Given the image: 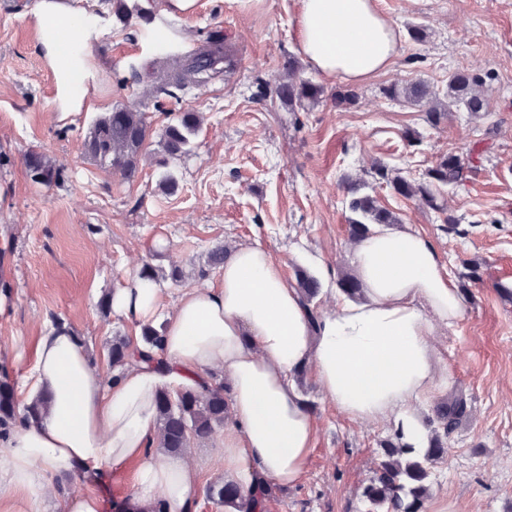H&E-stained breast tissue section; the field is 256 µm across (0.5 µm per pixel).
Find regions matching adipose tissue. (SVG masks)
<instances>
[{"label":"adipose tissue","instance_id":"ef3b65f1","mask_svg":"<svg viewBox=\"0 0 512 512\" xmlns=\"http://www.w3.org/2000/svg\"><path fill=\"white\" fill-rule=\"evenodd\" d=\"M296 33L322 73L356 83L385 69L396 47L374 0H295ZM37 51L53 73L56 105L71 116L92 107L100 63L91 51L105 18L79 0H38L30 17ZM79 53H72V46ZM363 298H337L312 318L279 262L256 243L238 245L221 282L182 292L162 334L160 360L139 362L111 379L93 365L83 337L68 326L39 337L25 396H44L35 424L0 436V502L10 512H41L58 480L125 469L137 461L124 512H192L199 470L155 450L157 395L223 373L232 419L219 456L225 483L251 496L274 483L293 486L306 472L316 419L294 375L312 369L341 414L393 423L405 442L424 447L417 407L448 387L436 373L435 327H452L465 298L445 273L434 243L411 230L378 229L354 248ZM158 285L134 278L114 293L113 311L141 323L156 310Z\"/></svg>","mask_w":512,"mask_h":512}]
</instances>
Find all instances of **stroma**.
Returning a JSON list of instances; mask_svg holds the SVG:
<instances>
[{
    "label": "stroma",
    "instance_id": "1",
    "mask_svg": "<svg viewBox=\"0 0 512 512\" xmlns=\"http://www.w3.org/2000/svg\"><path fill=\"white\" fill-rule=\"evenodd\" d=\"M37 0H0V285L10 312L0 318L1 359L24 397L34 368V347L55 321L83 336L95 365L111 374L109 350L118 338L140 333L137 322L102 311L106 296L126 287L143 265L170 271L152 323L163 328L182 291L218 284L207 270L208 251L259 243L281 264L288 281L305 272L320 281L311 302L328 310L340 293L339 273H353L346 185L382 163L420 176L447 153L462 157L468 173L442 188L447 210L373 184L379 204L436 245L445 272L462 281L470 269L463 318L436 327L432 342L448 371V392L466 395L469 416L448 439L449 451L431 476L428 512H512V0H375L398 34L390 65L358 83L355 105L336 107L342 81L303 64V77L325 88L308 111H287L259 98L283 74L285 57L298 55L294 0H197L195 9L170 18L182 54L195 53L220 32L235 66L180 99L144 97L148 73L133 77L150 55L139 25L110 20L95 46L108 108L144 112L151 127L147 153L134 182L96 166L82 143L100 111L60 117L54 79L36 49L29 16ZM424 26L425 43L408 37ZM484 76L489 114L449 113L438 126L422 107L389 100L383 90L421 79L445 87L448 75ZM198 112L202 124L190 153L158 165V138L173 113ZM33 151L61 169L60 186L34 183L25 166ZM173 177L174 191L162 186ZM460 225L449 230L445 218ZM465 281V280H464ZM295 381L317 420L308 469L294 486H272L265 512H358L359 494L373 475L390 423L366 424L336 411L311 371ZM222 429L194 442L187 453L200 469L193 512H225L207 500L224 483L216 443ZM133 467L105 473L100 482L64 479L60 490L95 492L101 512H122L133 493ZM122 478L124 493L112 490Z\"/></svg>",
    "mask_w": 512,
    "mask_h": 512
}]
</instances>
